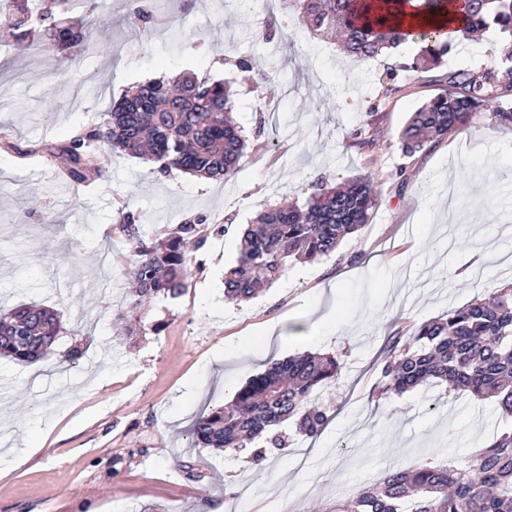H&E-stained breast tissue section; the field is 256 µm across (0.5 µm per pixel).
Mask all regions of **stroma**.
Masks as SVG:
<instances>
[{"label": "stroma", "mask_w": 512, "mask_h": 512, "mask_svg": "<svg viewBox=\"0 0 512 512\" xmlns=\"http://www.w3.org/2000/svg\"><path fill=\"white\" fill-rule=\"evenodd\" d=\"M112 50L95 34L53 83L44 49L0 35V309L57 311L61 333L31 364L0 357V512H317L418 457L462 460L512 428L495 399L433 386L377 399L378 364L397 329L446 314L512 281V128L480 117L412 157L399 133L446 89L448 73L494 63L492 39L411 69L412 53L345 56L281 8L283 37L240 0H161L139 34L125 0H107ZM244 57L268 82L237 87L238 109L278 105L271 147H251L223 181L99 147L96 188L63 187L58 155L101 125L146 79L191 71L231 79ZM373 145L353 141L358 127ZM370 177L375 204L335 254L289 266L257 298L224 297V270L262 205L305 203L318 177ZM142 215L145 242L188 217L228 223L209 235L187 291L157 299L144 333L124 336L130 244L122 212ZM333 353L341 371L319 401L331 420L316 441L258 465L191 445L196 417L231 401L268 363Z\"/></svg>", "instance_id": "obj_1"}]
</instances>
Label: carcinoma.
Instances as JSON below:
<instances>
[{
    "mask_svg": "<svg viewBox=\"0 0 512 512\" xmlns=\"http://www.w3.org/2000/svg\"><path fill=\"white\" fill-rule=\"evenodd\" d=\"M81 0H0V24L18 42L39 31L55 56V74L64 80L69 62L81 52L83 36L68 13ZM308 33L335 36L341 52L375 58L411 42L438 59L455 47L495 33L496 61L477 70L448 72V88L424 102L407 121L399 140L410 157L448 133L475 122L485 111L512 127V0H418L419 24L404 26L398 0H287ZM129 14L146 25V0H130ZM87 25L100 29L102 47L112 51L109 25L88 13ZM232 91L207 74L184 73L149 80L113 105L108 121L60 149L70 179L88 176L92 145L108 146L157 165L163 174L179 171L197 178L232 176L247 144L245 128L232 112ZM375 190L357 175L332 184L320 177L303 206H265L244 229L235 265L224 273L225 297L247 301L270 287L295 262L336 252L341 242L367 223ZM140 215L128 211L123 224L132 245L129 271L134 282L122 330H145L143 306L158 297L186 292L192 253L206 242L203 218L177 225L150 245L139 235ZM60 331L57 313L19 305L0 310V356L30 363L42 356ZM341 369L331 353L303 352L277 360L250 379L233 400L198 419L189 434L195 445L237 455L251 449L259 463L270 448L288 447L280 431L293 419L296 429L316 439L329 422L315 392L336 381ZM378 397L401 395L423 386L446 385L448 392L497 400L512 420V283L497 288L434 320L413 324L388 338L380 369ZM325 512H512V429L475 449L467 460L446 465L421 457L408 468H392L366 490L338 500Z\"/></svg>",
    "mask_w": 512,
    "mask_h": 512,
    "instance_id": "obj_1",
    "label": "carcinoma"
}]
</instances>
